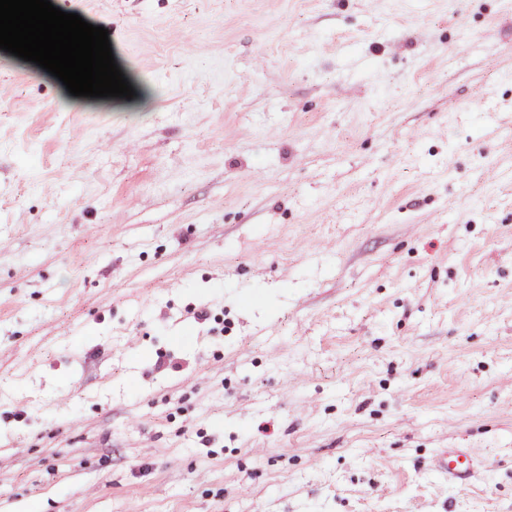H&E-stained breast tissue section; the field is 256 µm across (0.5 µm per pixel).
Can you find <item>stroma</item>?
<instances>
[{
  "label": "stroma",
  "mask_w": 512,
  "mask_h": 512,
  "mask_svg": "<svg viewBox=\"0 0 512 512\" xmlns=\"http://www.w3.org/2000/svg\"><path fill=\"white\" fill-rule=\"evenodd\" d=\"M51 2L135 95L0 50V512H512V0ZM474 461L472 457L462 449L448 451V482L467 486L474 473Z\"/></svg>",
  "instance_id": "stroma-1"
}]
</instances>
